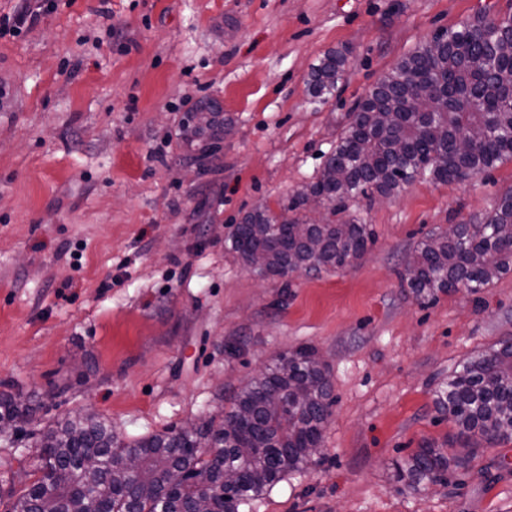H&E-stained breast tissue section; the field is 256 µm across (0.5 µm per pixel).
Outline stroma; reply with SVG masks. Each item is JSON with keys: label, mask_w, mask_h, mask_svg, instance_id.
I'll return each instance as SVG.
<instances>
[{"label": "stroma", "mask_w": 512, "mask_h": 512, "mask_svg": "<svg viewBox=\"0 0 512 512\" xmlns=\"http://www.w3.org/2000/svg\"><path fill=\"white\" fill-rule=\"evenodd\" d=\"M481 14L512 16V0H46L1 37L0 391L39 409L0 441V480L22 490L39 431L68 412L158 433L311 345L335 399L322 449L243 512H512V442L416 491L393 470L453 440L435 389L512 339V273L433 300L405 281L420 242L493 211L512 161L348 201L375 242L341 269L262 278L229 250L248 212L316 180L402 57ZM331 50L347 69L319 102L306 82ZM204 100L226 128L201 164L183 121Z\"/></svg>", "instance_id": "35a3bbf8"}]
</instances>
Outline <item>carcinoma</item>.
I'll return each mask as SVG.
<instances>
[{
  "mask_svg": "<svg viewBox=\"0 0 512 512\" xmlns=\"http://www.w3.org/2000/svg\"><path fill=\"white\" fill-rule=\"evenodd\" d=\"M346 65L344 53H325L311 70L308 94L320 101L332 95ZM460 138L469 141L468 151L457 149ZM223 139L216 104L190 113L186 140L198 146L196 160L218 158ZM506 161H512V17L481 18L402 58L357 104L317 180L295 191L279 214L267 206L249 212L231 234V250L248 267L261 258L262 271L280 278L343 268L374 242L372 228L353 219L310 224L288 212L316 196L334 213L349 199L391 195L420 176L460 181ZM454 228L415 250L407 286L417 296L477 291L512 271V190L481 220ZM331 406L324 365L304 345L279 355L191 434L168 429L126 442L106 422L70 413L42 432L33 481L20 494L7 490L10 512H195L188 481L203 475L220 486L227 471L238 475L236 486L208 498L201 512H240L312 461ZM436 406L457 428L462 448L477 439L512 441V339L453 372L436 390ZM37 410L30 398L0 391V423L21 430ZM129 454L140 459L138 469L127 467ZM460 464L459 455L429 442L397 464V480L412 490L442 484Z\"/></svg>",
  "mask_w": 512,
  "mask_h": 512,
  "instance_id": "cac0c4a2",
  "label": "carcinoma"
}]
</instances>
